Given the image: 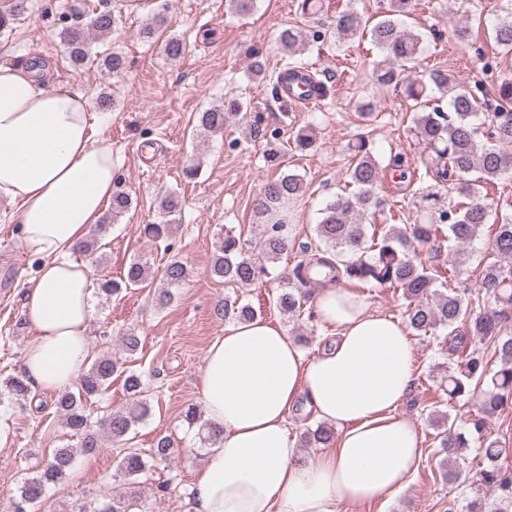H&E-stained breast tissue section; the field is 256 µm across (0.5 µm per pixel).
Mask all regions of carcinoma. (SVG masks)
<instances>
[{
    "label": "carcinoma",
    "mask_w": 512,
    "mask_h": 512,
    "mask_svg": "<svg viewBox=\"0 0 512 512\" xmlns=\"http://www.w3.org/2000/svg\"><path fill=\"white\" fill-rule=\"evenodd\" d=\"M380 5V19L369 33L383 59L368 69V82L378 88H399L414 102L410 132L430 159L425 173L415 177L410 161L401 153L391 155L386 167H381L374 155V145L368 138L358 137L347 145L351 156L348 176L353 190L338 192L325 202L314 226L317 249H305L307 257L291 270L278 274L277 263L288 252L289 215L304 195V178L294 171L281 170L286 155L284 145L265 138L256 125L254 138L264 142L265 162L279 170V174L263 183L253 209L254 223L262 227L261 235L251 245L235 230H225L212 256L210 273L241 286L273 278L279 280L275 306L291 318L301 316L303 305L308 302V293L302 291V286L319 276L332 283L360 288L371 285L400 290L406 301V325L412 334L428 336L446 330L456 347L462 349L456 369L448 372L441 382L443 394L451 400L470 396L477 390L481 394L480 414L464 425L458 427L448 422L446 413L434 419L443 428L439 433V448L448 463V481L469 483L473 496L467 512H512V472L500 465L503 449L486 433V418L512 404V335L503 333L504 324L512 320V202L494 206L493 199L485 192L488 184L512 171V81H502L487 90L477 81L455 83L442 70L431 72L426 81L409 74L423 43L422 34L403 26V18L412 13L414 0H380ZM29 10L30 0H11L10 6L0 11V31L10 28ZM501 11L503 15L493 27V40L502 53L512 55V0H505ZM117 24L114 13L103 9L94 11L85 24L63 28L60 39L70 61L76 66L97 62L109 72H122L125 66L122 55L114 52L101 59L91 54L90 34L106 37ZM362 26L361 15L348 7L337 12L323 32L315 30L308 35L290 26L280 30L276 40L293 55L304 50L309 36L318 40L326 33L338 41L352 40L361 34ZM357 108L368 125L382 115L370 98L359 102ZM239 111L238 104L231 112L222 107L208 109L199 113L198 127L208 133H220ZM315 143L316 136L310 126L295 131V150L306 152ZM385 168L392 171V178L400 188L408 181L421 182L407 207L395 209L379 195ZM450 190L457 195V201L448 200ZM130 207L128 194L113 193L112 222H117ZM158 209L162 221L142 225L141 233L169 250L173 222L181 212L182 201L176 193L169 192L159 199ZM376 214L383 217L384 223L373 225L370 231L364 219ZM490 222L496 223L491 244L493 260L484 265L478 293L493 300L494 307L478 312L472 306L471 290L445 288L438 271L431 272L416 261L415 247L429 244L446 231L448 240L456 244L455 250L448 254V262L459 269L467 263L468 247ZM110 223L92 225L83 245L84 255H95ZM189 274L187 263L171 259L162 270L161 287L153 294L156 305L169 304L173 299L171 288L185 282ZM155 280L150 267L136 259L120 280L102 281L101 290L112 296L128 288H150ZM216 312L224 320L235 323L256 317L255 310L239 298L224 299ZM469 337L493 346L495 366H489L484 353L466 348ZM116 374L123 378V389L131 403L107 413L98 420L95 429L85 405L102 395ZM144 393L141 374L120 364L109 350L96 353L74 389L59 393L54 401L64 428L78 438V448H57L44 464L25 473L9 500L8 512H34L47 487L69 476L76 453L94 455L103 447L105 439L119 445L124 443L134 428L150 415L151 406ZM35 398L22 376L6 378L0 389L1 401L6 399L21 409L32 405ZM184 418L190 425H199L201 444L217 443L221 431L203 420L199 409L187 408ZM299 441L305 448L327 447L334 441V429L326 423L309 426L300 434ZM476 441L480 444V462L475 472L466 477L457 470L458 460ZM173 454V440L163 435L155 440L147 455L135 450L125 452L121 470L125 477L136 480L147 472L150 464L164 462ZM134 506V498L118 496L91 502L83 506L82 512H132Z\"/></svg>",
    "instance_id": "obj_1"
}]
</instances>
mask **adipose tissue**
Listing matches in <instances>:
<instances>
[{
	"instance_id": "1",
	"label": "adipose tissue",
	"mask_w": 512,
	"mask_h": 512,
	"mask_svg": "<svg viewBox=\"0 0 512 512\" xmlns=\"http://www.w3.org/2000/svg\"><path fill=\"white\" fill-rule=\"evenodd\" d=\"M99 125L81 92L0 64V202L41 259L24 294L34 335L20 358L39 392L70 387L89 363L98 287L76 252L111 203L117 176ZM315 313L337 333L311 357L261 318L209 345L197 390L223 436L195 476V512H339L387 502L408 486L421 448L417 426L395 413L414 380L407 327L342 287L322 289ZM300 403L339 430L307 457L288 428Z\"/></svg>"
}]
</instances>
